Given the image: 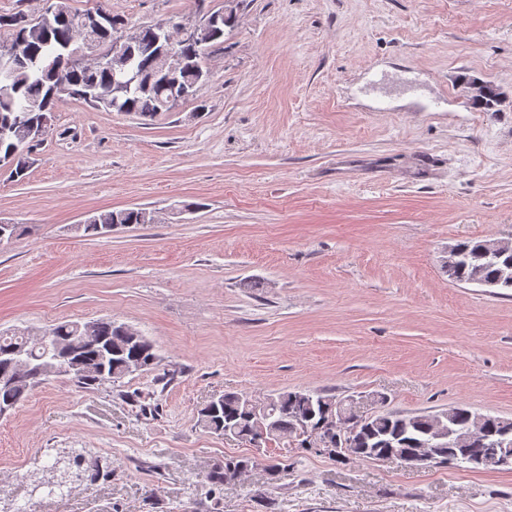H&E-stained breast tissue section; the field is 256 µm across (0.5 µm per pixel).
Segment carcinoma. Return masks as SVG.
<instances>
[{"label": "carcinoma", "instance_id": "obj_1", "mask_svg": "<svg viewBox=\"0 0 512 512\" xmlns=\"http://www.w3.org/2000/svg\"><path fill=\"white\" fill-rule=\"evenodd\" d=\"M218 24L210 38L206 41H178L173 47L177 65L179 60H191L201 65L203 51L212 46L224 43V13L216 12ZM77 13L72 11L69 0H55L46 11L37 17L33 25L22 22V13L0 15V29L8 31L7 42L18 44L20 50L28 57V64L22 68L0 69V129L8 128L7 136L0 137V157H5L12 150L18 154L12 157L15 162V173L20 174L25 168L24 153L21 152L20 139L14 128L25 125L16 122L19 116V105L23 101L31 102L37 107L55 109L59 96L51 95L57 84L56 71L52 68L58 60H67L66 77L68 86L73 88L70 97L85 103L107 108L112 107V84L118 75L112 69L89 70L80 58L74 56L78 43L73 40V25ZM152 27L143 28L144 42L128 47L121 56L120 68L137 74L138 79L117 93L118 106L125 112H134L144 116H154L165 111L163 101L167 96L166 82L155 76L156 60L154 51L150 49ZM499 98L497 89L487 83L475 89L474 101L485 109L493 108ZM96 224H150L152 213L143 208H132L119 211H103L94 216ZM462 247L461 262L448 269V277L461 283H497L500 295L507 296L512 292V279L503 277L504 260L488 255L486 241L469 240L460 243ZM77 322L60 323L52 327L59 338V343L68 345L77 341ZM93 334L97 336L100 346L107 349L109 355L103 364H98V349H88L81 345L77 356L83 357L89 371L78 382L82 388H91L104 382H116L127 375V364L137 359L141 371H152L159 363L153 343L140 335L133 340L127 336L122 326L110 319L93 321ZM10 348L27 350L32 356L40 355V349L23 332L9 334L0 333V376L12 380L10 384L0 385V411L10 410L24 401L27 393L34 387L48 380L49 375L31 367V373L17 372L7 354ZM312 402L301 400L300 392L281 391L273 394L274 415L270 426L279 439L295 443L298 447L311 450L317 446L308 441L301 422L320 420L325 415L336 412L332 397L320 393H310ZM237 393L224 394L216 405V409L207 406L199 411L198 425L202 428L226 437L251 442L258 428L259 420L248 416ZM450 425L458 430L466 428L470 421L471 410L464 407H452L447 410ZM431 415H415L406 417L392 412H382L368 422V428L345 437L342 445L346 448H369L374 437H386L394 441V446L411 454L419 447V441L429 437ZM506 428L512 429V420L489 416L479 428V438L469 445L470 454L476 457L488 454L495 447L500 433ZM246 457H226L224 466L213 470L209 481L214 485H222L232 480L229 468L239 467L246 463ZM65 471L61 460L48 469L51 479L41 483L53 494L67 486V479L60 476Z\"/></svg>", "mask_w": 512, "mask_h": 512}]
</instances>
